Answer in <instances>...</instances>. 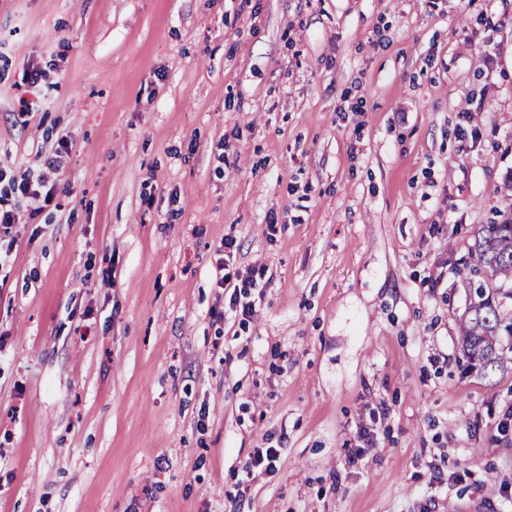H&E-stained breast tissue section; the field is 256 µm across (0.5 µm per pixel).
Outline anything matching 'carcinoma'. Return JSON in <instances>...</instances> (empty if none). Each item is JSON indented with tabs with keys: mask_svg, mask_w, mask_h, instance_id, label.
<instances>
[{
	"mask_svg": "<svg viewBox=\"0 0 512 512\" xmlns=\"http://www.w3.org/2000/svg\"><path fill=\"white\" fill-rule=\"evenodd\" d=\"M475 272L485 279L471 289V301L461 327V348L467 368L485 377L504 373L512 353V313L504 312V300L512 289L493 283L512 281V218L483 224L477 232Z\"/></svg>",
	"mask_w": 512,
	"mask_h": 512,
	"instance_id": "cac0c4a2",
	"label": "carcinoma"
}]
</instances>
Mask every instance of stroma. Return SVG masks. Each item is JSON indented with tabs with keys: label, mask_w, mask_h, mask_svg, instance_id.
Segmentation results:
<instances>
[{
	"label": "stroma",
	"mask_w": 512,
	"mask_h": 512,
	"mask_svg": "<svg viewBox=\"0 0 512 512\" xmlns=\"http://www.w3.org/2000/svg\"><path fill=\"white\" fill-rule=\"evenodd\" d=\"M0 167V512H512V0H0ZM473 248L478 262L474 271L487 281L479 280L477 287L471 288V301L461 327V348L467 368L478 369L489 377L504 374L508 360H512L508 357L512 353V309L510 314L505 313L502 302L512 299V289L492 286L496 280L512 281V217L481 225ZM504 337L508 339L506 345ZM228 266L229 265H227L226 262H224L223 265L220 264L218 266L219 272L224 273H222L217 282L222 288H233L229 304L235 308V311L238 312L245 321L248 317H251L256 313V301L255 299L250 300V298L255 295L258 288H264L265 282L263 279L266 275V269L265 267L254 269L251 275L243 279H239L238 274L236 272H231ZM242 299L248 301L244 302Z\"/></svg>",
	"instance_id": "stroma-1"
}]
</instances>
